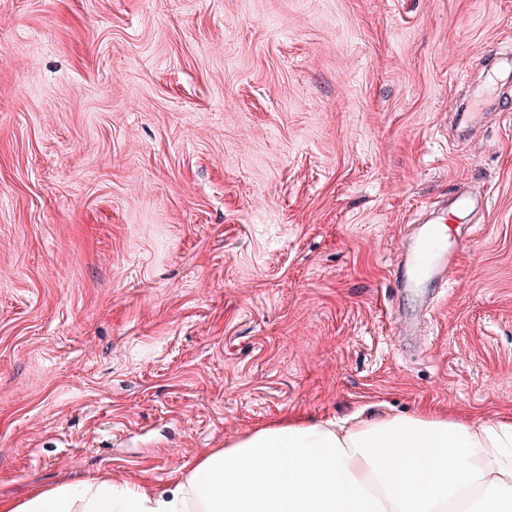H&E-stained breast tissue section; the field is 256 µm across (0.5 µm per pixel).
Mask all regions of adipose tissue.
Wrapping results in <instances>:
<instances>
[{
	"instance_id": "adipose-tissue-1",
	"label": "adipose tissue",
	"mask_w": 512,
	"mask_h": 512,
	"mask_svg": "<svg viewBox=\"0 0 512 512\" xmlns=\"http://www.w3.org/2000/svg\"><path fill=\"white\" fill-rule=\"evenodd\" d=\"M0 512H512V409L290 419L206 452L161 494L80 479L0 498Z\"/></svg>"
}]
</instances>
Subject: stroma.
Segmentation results:
<instances>
[{"label":"stroma","mask_w":512,"mask_h":512,"mask_svg":"<svg viewBox=\"0 0 512 512\" xmlns=\"http://www.w3.org/2000/svg\"><path fill=\"white\" fill-rule=\"evenodd\" d=\"M512 0H0V496L163 492L288 416L512 406ZM463 183L416 347L390 271Z\"/></svg>","instance_id":"stroma-1"}]
</instances>
